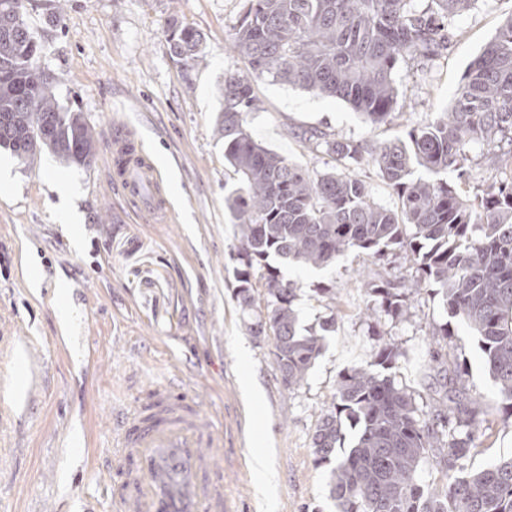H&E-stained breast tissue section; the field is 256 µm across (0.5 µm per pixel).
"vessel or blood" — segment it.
Masks as SVG:
<instances>
[{
    "mask_svg": "<svg viewBox=\"0 0 512 512\" xmlns=\"http://www.w3.org/2000/svg\"><path fill=\"white\" fill-rule=\"evenodd\" d=\"M116 154L127 195L163 212L166 201L140 143L119 135ZM220 440L213 419L179 381L153 384L113 420L109 454L126 463L114 512H225L224 470L207 460Z\"/></svg>",
    "mask_w": 512,
    "mask_h": 512,
    "instance_id": "1",
    "label": "vessel or blood"
}]
</instances>
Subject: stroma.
<instances>
[{
	"mask_svg": "<svg viewBox=\"0 0 512 512\" xmlns=\"http://www.w3.org/2000/svg\"><path fill=\"white\" fill-rule=\"evenodd\" d=\"M243 0H23L38 66L61 108L81 111L97 139L90 166L49 151L22 160L0 150V512H112L108 468L90 466L110 443L113 415L177 372L221 426L209 461L224 469L230 512H336L311 436L347 368L376 347L399 345L389 374L420 413L433 403L429 338L454 333L443 357L457 381L486 401L469 471L512 457V419L477 336L421 291L400 317L367 315V280L411 277L404 253L350 251L326 269L293 268L302 327L336 319L304 384H282L273 340L250 336L233 295L234 226L224 189L238 182L217 132L224 77L247 74L231 48ZM512 0H476L453 21L447 51L399 74L398 110L374 128L350 105L300 88L256 81L254 139L316 171L334 166L318 129L378 143L450 109L471 61L494 37ZM178 19L204 36L201 58L183 67L166 42ZM130 132L151 156L172 211L154 218L114 182L113 141ZM263 452L266 473L252 468Z\"/></svg>",
	"mask_w": 512,
	"mask_h": 512,
	"instance_id": "35a3bbf8",
	"label": "stroma"
}]
</instances>
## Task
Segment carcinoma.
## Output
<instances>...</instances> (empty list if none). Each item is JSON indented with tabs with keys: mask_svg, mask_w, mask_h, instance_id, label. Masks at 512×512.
<instances>
[{
	"mask_svg": "<svg viewBox=\"0 0 512 512\" xmlns=\"http://www.w3.org/2000/svg\"><path fill=\"white\" fill-rule=\"evenodd\" d=\"M474 2L244 0L232 48L249 74L224 77L220 122L224 159L239 176L224 191L237 241L234 296L249 312L262 284L264 310L247 331L272 337L289 388L306 381L336 320L301 329L296 286L285 269L329 267L350 250L373 258L399 250L416 266L411 281H368L366 292L392 317L422 290L440 296L448 314L480 337L498 395L512 407V15L470 63L450 110L411 130L407 140L377 145L317 129L300 134L306 142L323 141L345 165L372 164L397 195L394 209L374 202L366 183L341 170L311 171L262 147L247 125L258 79L340 99L365 122L385 123L399 102V64L446 49L451 20ZM20 10L21 0H0V148L24 160L45 147L67 164L87 166L97 140L83 113L57 104ZM202 42L196 29L169 21L167 44L182 65L196 64ZM471 143L489 147L491 166L511 175L467 189ZM418 168L432 177H413ZM401 355L397 344L385 343L373 361L346 370L312 434L337 512H512V458L441 490L417 482L432 457L450 470L463 468L485 400L456 386L437 358L440 387L448 391L423 417L406 388L374 370L392 368Z\"/></svg>",
	"mask_w": 512,
	"mask_h": 512,
	"instance_id": "carcinoma-1",
	"label": "carcinoma"
}]
</instances>
